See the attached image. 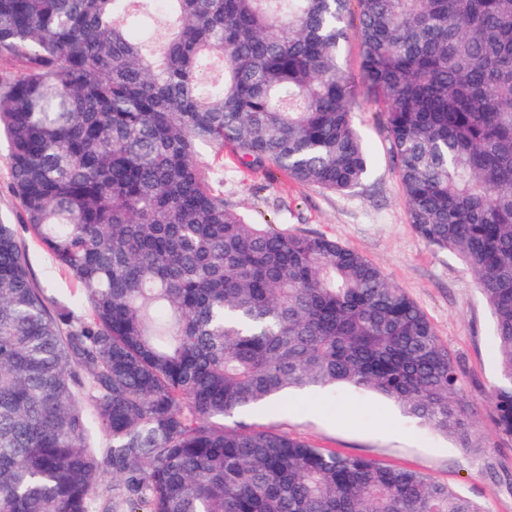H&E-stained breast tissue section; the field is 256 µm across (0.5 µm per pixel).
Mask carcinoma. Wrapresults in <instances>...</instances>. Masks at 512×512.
Instances as JSON below:
<instances>
[{"instance_id": "1", "label": "carcinoma", "mask_w": 512, "mask_h": 512, "mask_svg": "<svg viewBox=\"0 0 512 512\" xmlns=\"http://www.w3.org/2000/svg\"><path fill=\"white\" fill-rule=\"evenodd\" d=\"M353 4L410 223L493 314L512 436V0H0V57L23 66L0 81L13 192L89 310L51 304L0 224V512H484L220 423L352 386L474 446L457 363L406 293L334 239L248 223L201 171L199 145H228L248 169L363 183L339 64Z\"/></svg>"}]
</instances>
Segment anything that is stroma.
I'll return each instance as SVG.
<instances>
[{"label": "stroma", "mask_w": 512, "mask_h": 512, "mask_svg": "<svg viewBox=\"0 0 512 512\" xmlns=\"http://www.w3.org/2000/svg\"><path fill=\"white\" fill-rule=\"evenodd\" d=\"M354 112L371 160L366 181L354 191L302 184L270 163L245 170L229 149L219 156L201 147L203 170L222 191L227 208L256 224L335 239L363 254L406 292L460 367V396L477 422L475 446L459 448L453 437L406 417L392 400L352 387L295 391L278 408L244 422L318 448L419 472L476 501L485 512H512V436L499 431L490 398L499 376L490 349L491 313L471 270L414 232L390 142L364 90L356 92ZM8 153L0 138V221L14 225L29 272L47 296L84 313L79 286L23 226Z\"/></svg>", "instance_id": "35a3bbf8"}]
</instances>
